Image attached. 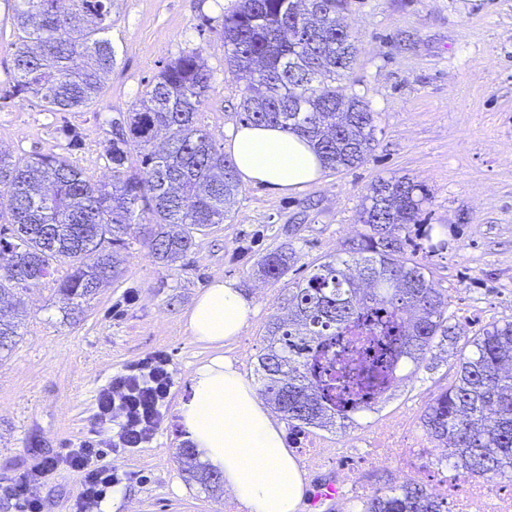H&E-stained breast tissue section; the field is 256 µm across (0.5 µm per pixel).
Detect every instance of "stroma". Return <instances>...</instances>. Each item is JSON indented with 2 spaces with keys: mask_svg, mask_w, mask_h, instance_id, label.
<instances>
[{
  "mask_svg": "<svg viewBox=\"0 0 512 512\" xmlns=\"http://www.w3.org/2000/svg\"><path fill=\"white\" fill-rule=\"evenodd\" d=\"M238 0H113L106 33L112 71L85 107L53 112L35 101L0 105V148L17 157L68 156L91 180L112 175L105 148L110 118L146 98L167 63L197 52L213 78L199 120L217 146L241 125L246 81L225 60V15ZM343 14L359 52L339 83L376 115L372 151L357 167L324 170L302 190L275 194L241 184L224 223L197 234L178 266L167 269L131 238L121 276L66 316L53 281L23 292L25 317L13 350L0 356V485L19 481L36 456L95 440L108 447L117 426L97 417L100 392L146 361L164 360L172 385L149 443L112 454L125 479L104 512H224L223 494L205 492L181 469L178 423L190 376L210 356L186 314L217 278L236 281L257 313L224 354L256 382L265 325L295 280L346 252L362 230V205L380 178L426 185L430 204L410 224L404 255L426 266L448 297L459 341L512 320V0H346ZM24 33L13 0H0V88L13 79V52ZM80 138L70 147L62 133ZM297 259L278 281L257 263L276 247ZM456 350L434 342L427 365L378 412L355 424L370 434L392 415L427 404L455 374ZM79 473L60 470L35 490L45 512H75Z\"/></svg>",
  "mask_w": 512,
  "mask_h": 512,
  "instance_id": "stroma-1",
  "label": "stroma"
}]
</instances>
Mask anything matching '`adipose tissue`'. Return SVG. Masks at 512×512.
Instances as JSON below:
<instances>
[{
	"instance_id": "obj_1",
	"label": "adipose tissue",
	"mask_w": 512,
	"mask_h": 512,
	"mask_svg": "<svg viewBox=\"0 0 512 512\" xmlns=\"http://www.w3.org/2000/svg\"><path fill=\"white\" fill-rule=\"evenodd\" d=\"M225 149L243 183L281 193L302 189L322 169L306 139L274 126L240 125ZM254 313L232 280H215L194 301L187 313L191 333L215 353L195 366L190 396L179 407V425L245 512H297L305 483L284 429L222 353L225 341L239 336Z\"/></svg>"
}]
</instances>
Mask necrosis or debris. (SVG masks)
I'll use <instances>...</instances> for the list:
<instances>
[{
    "mask_svg": "<svg viewBox=\"0 0 512 512\" xmlns=\"http://www.w3.org/2000/svg\"><path fill=\"white\" fill-rule=\"evenodd\" d=\"M435 448L417 435L411 413H404L375 430L370 437L357 435L326 448L311 441L301 449L299 463L310 470L320 466L336 474L337 501L344 506L369 499L372 491L359 475L365 468L395 465L403 480L425 482L447 499L450 512H512V487L492 486L469 475H444L433 465Z\"/></svg>",
    "mask_w": 512,
    "mask_h": 512,
    "instance_id": "obj_1",
    "label": "necrosis or debris"
}]
</instances>
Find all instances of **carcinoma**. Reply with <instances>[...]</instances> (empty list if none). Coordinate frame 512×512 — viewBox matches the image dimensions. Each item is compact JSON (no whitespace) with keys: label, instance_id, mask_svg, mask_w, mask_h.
Instances as JSON below:
<instances>
[{"label":"carcinoma","instance_id":"cac0c4a2","mask_svg":"<svg viewBox=\"0 0 512 512\" xmlns=\"http://www.w3.org/2000/svg\"><path fill=\"white\" fill-rule=\"evenodd\" d=\"M112 0H15L14 17L26 37L14 52V80L0 102L34 99L55 111H72L96 97L112 71L114 51L102 37ZM343 0H240L224 17L229 66L244 75L242 121L278 126L311 142L329 169L364 162L372 149L375 113L345 97L336 80L352 66L356 46L342 22ZM212 74L196 52L165 66L146 99L110 122L106 154L112 182L94 183L65 156L26 159L0 149V300L67 273L57 288L70 314L122 273L127 238L146 228L143 245L152 262L170 268L195 245V234L224 218L239 192L234 162L218 150L199 111ZM140 154L138 171L128 166ZM364 232L347 255L313 267L288 289L285 312L271 319L258 356L261 392L288 427L343 431L360 416L349 395L377 391L388 397L390 372L401 364L414 377L436 337L455 341L448 325V296L425 268L403 258L401 232L431 200L408 177L378 179L367 196ZM295 252L277 247L258 270L280 280ZM399 321L391 360L363 376L336 368L338 336L390 335L371 324L377 310ZM19 324L0 309V352L17 343ZM453 383L426 407V435L448 456L440 466L492 482L512 479V322L493 324L466 340ZM170 377L145 364L112 383L114 448H137L158 428ZM183 471L207 492L223 489L219 472L180 444ZM360 512H448V502L423 485L391 486Z\"/></svg>","mask_w":512,"mask_h":512}]
</instances>
